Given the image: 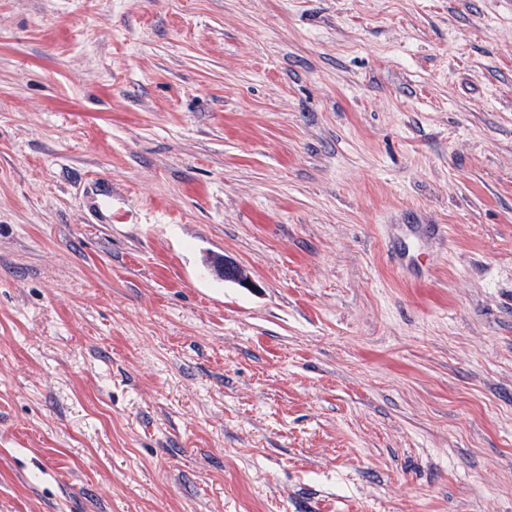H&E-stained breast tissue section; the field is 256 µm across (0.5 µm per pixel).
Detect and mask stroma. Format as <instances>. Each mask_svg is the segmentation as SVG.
<instances>
[{
    "label": "stroma",
    "mask_w": 512,
    "mask_h": 512,
    "mask_svg": "<svg viewBox=\"0 0 512 512\" xmlns=\"http://www.w3.org/2000/svg\"><path fill=\"white\" fill-rule=\"evenodd\" d=\"M0 512H512V0H0Z\"/></svg>",
    "instance_id": "obj_1"
}]
</instances>
